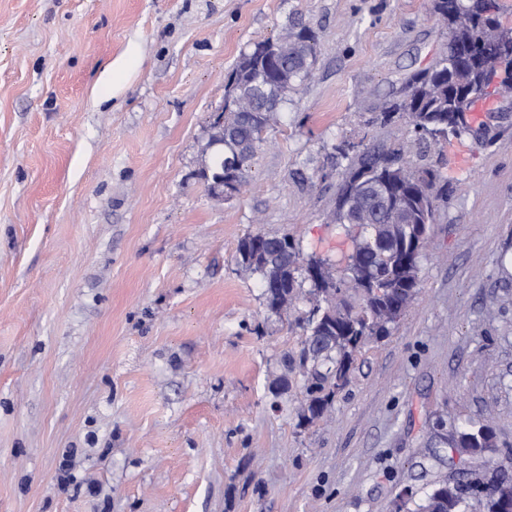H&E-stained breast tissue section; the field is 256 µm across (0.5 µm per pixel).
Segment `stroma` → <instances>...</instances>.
Instances as JSON below:
<instances>
[{
  "label": "stroma",
  "instance_id": "1",
  "mask_svg": "<svg viewBox=\"0 0 512 512\" xmlns=\"http://www.w3.org/2000/svg\"><path fill=\"white\" fill-rule=\"evenodd\" d=\"M292 17L317 34L312 73L247 185L213 198L199 171L224 79ZM449 36L432 0H0V512H414L473 466L435 445L465 419H492L512 460L498 83L487 132L427 152L447 196L420 293L323 419L300 425L299 374L271 395L301 332L235 259L248 233H288L347 266L335 146L405 142L407 118L377 117Z\"/></svg>",
  "mask_w": 512,
  "mask_h": 512
}]
</instances>
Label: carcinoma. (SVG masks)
I'll use <instances>...</instances> for the list:
<instances>
[{
	"mask_svg": "<svg viewBox=\"0 0 512 512\" xmlns=\"http://www.w3.org/2000/svg\"><path fill=\"white\" fill-rule=\"evenodd\" d=\"M434 13L450 28L448 50L407 80L403 96L381 112L387 122L402 112L409 118L412 138L406 149L389 153L363 151L345 169L331 221L360 228L361 239L345 273L335 276L327 261L301 257L292 236L271 237L279 248L271 263L288 260V269L272 270L247 260L252 245L263 234L250 233L236 249V262L245 272L265 281L272 274L286 288L263 289L264 304L278 306L277 315L304 304L298 318L302 348L298 356H284V369H299L303 398L297 407L299 424L308 425L330 408L336 391L348 380L355 353L371 337L390 334L406 315L418 294L419 259L434 223L438 173L415 170L405 153L419 155L428 139L460 136L468 131L454 114L466 102L448 101V83L484 84L476 64L464 65L454 47L474 50L476 57L491 55L494 44L512 57V31L497 29L485 39L484 26L496 24L486 16V0H433ZM316 59L313 31L301 22L288 25V41L267 39L241 55L224 84V111L210 126L206 150L210 151L202 178L223 176L244 187L258 149L268 143L266 134L280 120L291 93L310 76ZM308 282L311 288L303 289ZM439 440L461 456L480 459V481L445 479L428 493L415 512H512V494L498 496L490 486H512V478L497 461L495 432L488 423L453 422L440 425Z\"/></svg>",
	"mask_w": 512,
	"mask_h": 512,
	"instance_id": "cac0c4a2",
	"label": "carcinoma"
}]
</instances>
